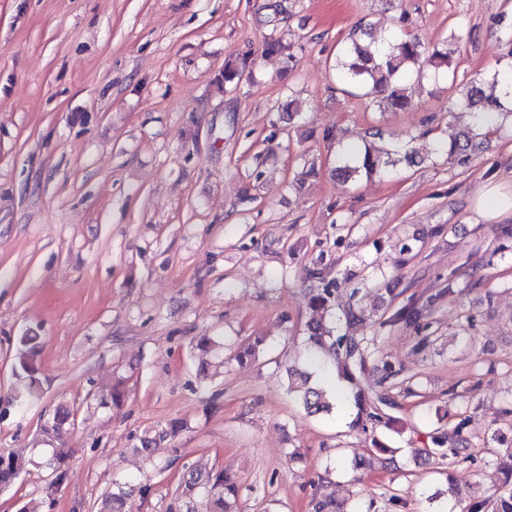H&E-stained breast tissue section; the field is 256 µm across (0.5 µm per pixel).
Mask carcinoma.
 <instances>
[{"label": "carcinoma", "instance_id": "carcinoma-1", "mask_svg": "<svg viewBox=\"0 0 512 512\" xmlns=\"http://www.w3.org/2000/svg\"><path fill=\"white\" fill-rule=\"evenodd\" d=\"M371 37V32L361 28L353 33L346 41L336 58V77L348 85L362 91V96L371 100L379 108L392 112L404 111L410 106L403 81L414 74L417 78H446L455 80V71L451 70L448 52L435 50L430 55H424L423 42L415 35H392L384 39L386 46L381 50H369L365 39ZM246 70V63L226 64L224 67V88L231 89L238 85ZM502 97L504 93H485L483 84L476 79L470 80L462 90L458 103L473 111L476 117L484 121L473 124V129L464 132L449 142V154L462 153L470 147L473 139L486 136L494 131V126L486 118L503 110ZM404 160L410 165L424 163L416 159L413 151L406 145H396L393 149L379 153L365 148L356 158L342 157L334 170L335 175L348 181L362 174L366 176H383L388 168L395 166L398 160ZM309 279L317 283V287L309 290L308 309L312 318L307 325V341L317 353H321L332 361L338 374L349 383L358 384V377L368 370V365L374 358L375 350L371 347L373 339L364 334V330L376 323L373 316L359 305L360 289L355 288L351 293V303L343 311L344 327L333 329L325 322V316L336 305V286L328 280L325 268L315 267L309 271ZM432 302L418 303L410 301L395 309L388 319L391 325L405 324L414 327L422 333L417 347L425 346L429 341L431 322L427 321ZM20 352L17 370L24 375L29 390L35 392L40 387L39 382V336L26 332L19 337ZM264 349V338L256 336L240 346L235 359L244 363L254 361ZM291 388L300 392L304 408L310 414L328 412L331 404L325 393L309 385L306 371L290 367L286 370ZM353 401L357 409L355 423L367 427H376L385 420L382 407L388 405L387 397L377 390L371 391L370 398L361 393H353ZM72 412L67 408L57 409L52 417L42 426L44 436L54 441H64L72 426ZM468 421L460 420L456 425L434 437V448L430 453L441 457L446 452L463 462L468 458V442L462 432ZM184 427V422L173 421L165 429L147 432L140 438V451L147 457H152L156 448L168 438L177 434ZM490 440L498 443L500 449L496 455V469L502 475L500 492L491 499L477 501L469 505L466 512H512V442L504 441L497 432H492ZM392 450L385 444L374 441V448L368 458L355 463V466H377L386 468L393 463ZM68 450L55 448L47 460L48 469L61 478L66 474V459ZM26 468V462L11 454L0 453V488L12 485ZM203 492L211 498L217 512H237L239 486L235 479L222 470H213L205 482L198 477H190L184 483L181 494L193 496ZM128 494L118 485L112 493L106 495L101 502L100 512H127ZM312 512H357L344 502H338L325 497L317 499L312 504Z\"/></svg>", "mask_w": 512, "mask_h": 512}]
</instances>
